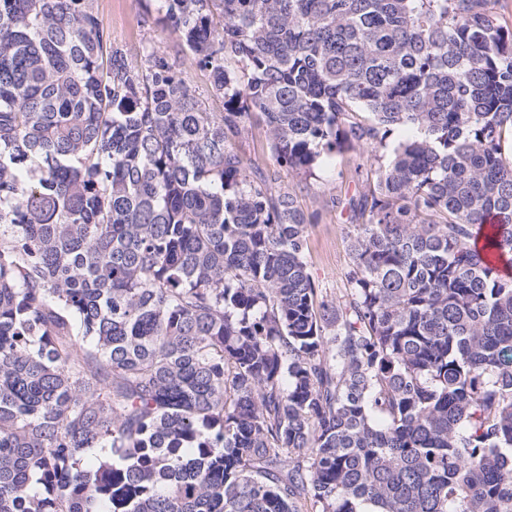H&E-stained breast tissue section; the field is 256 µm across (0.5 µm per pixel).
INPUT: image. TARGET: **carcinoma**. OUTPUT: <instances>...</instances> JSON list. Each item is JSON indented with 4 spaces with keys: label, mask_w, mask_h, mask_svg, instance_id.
Returning <instances> with one entry per match:
<instances>
[{
    "label": "carcinoma",
    "mask_w": 512,
    "mask_h": 512,
    "mask_svg": "<svg viewBox=\"0 0 512 512\" xmlns=\"http://www.w3.org/2000/svg\"><path fill=\"white\" fill-rule=\"evenodd\" d=\"M147 2L224 111L96 0H0V512H512L497 0ZM253 121L307 178L392 147L342 296Z\"/></svg>",
    "instance_id": "1"
}]
</instances>
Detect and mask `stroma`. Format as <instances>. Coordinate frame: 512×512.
Wrapping results in <instances>:
<instances>
[{"label": "stroma", "instance_id": "stroma-1", "mask_svg": "<svg viewBox=\"0 0 512 512\" xmlns=\"http://www.w3.org/2000/svg\"><path fill=\"white\" fill-rule=\"evenodd\" d=\"M97 5L114 43L125 46L135 55L149 44L160 47L177 58L184 76L198 93L207 94V74L197 67L191 55L182 53L175 35L144 25L143 0H97ZM238 146L264 171L276 174L280 185L296 190L301 206L311 218L307 253L309 269L320 287L335 295L343 293L350 263L346 242L350 213L333 207L332 202L336 199L344 202L356 194L355 167L377 166L378 153L342 149L332 160L317 167L314 177L304 178L279 167L270 152L265 128H250Z\"/></svg>", "mask_w": 512, "mask_h": 512}]
</instances>
